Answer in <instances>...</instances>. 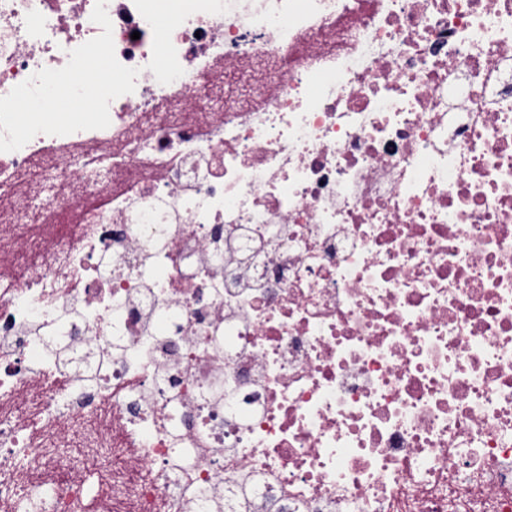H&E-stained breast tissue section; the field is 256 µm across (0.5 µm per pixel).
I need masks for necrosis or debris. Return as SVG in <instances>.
I'll return each instance as SVG.
<instances>
[{"instance_id":"1","label":"necrosis or debris","mask_w":512,"mask_h":512,"mask_svg":"<svg viewBox=\"0 0 512 512\" xmlns=\"http://www.w3.org/2000/svg\"><path fill=\"white\" fill-rule=\"evenodd\" d=\"M163 4L0 0V512H512V0ZM52 95L55 97V99L60 100V101H56V104H55V108H57L58 110H55V109L47 110V109H44L37 105H29L25 109L28 112H30V116H32V117L44 116L53 121H57V116L60 114L59 112H62L60 110L68 111V112L64 113L66 116H68V114L70 115V118L67 121L73 119L74 117H76L78 115H82L83 112H81V107L79 106L80 103H78L77 99L64 100L71 95V88L69 86H67V85L56 86L52 90ZM67 121H65V122H67ZM69 477L82 480L85 487V500L83 510L85 512H114L105 511L112 508L113 491L112 484L102 481L100 473L96 470L75 469L68 474Z\"/></svg>"}]
</instances>
